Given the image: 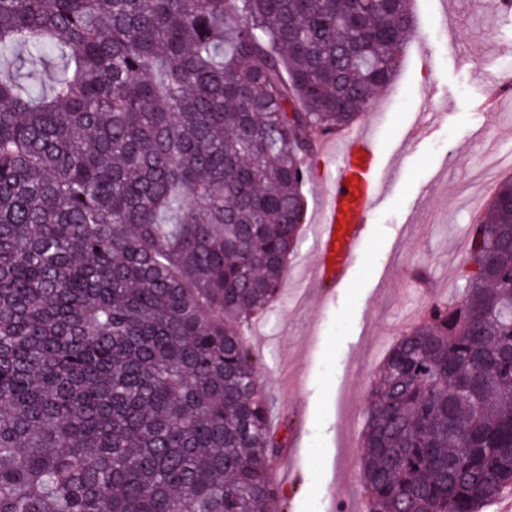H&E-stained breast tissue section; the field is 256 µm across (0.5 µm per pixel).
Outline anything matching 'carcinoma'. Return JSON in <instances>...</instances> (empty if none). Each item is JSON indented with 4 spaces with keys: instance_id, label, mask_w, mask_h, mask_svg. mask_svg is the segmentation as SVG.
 <instances>
[{
    "instance_id": "cac0c4a2",
    "label": "carcinoma",
    "mask_w": 512,
    "mask_h": 512,
    "mask_svg": "<svg viewBox=\"0 0 512 512\" xmlns=\"http://www.w3.org/2000/svg\"><path fill=\"white\" fill-rule=\"evenodd\" d=\"M411 0H0V512H278L243 327ZM25 50L57 66L36 87ZM367 399L368 512L512 491V176Z\"/></svg>"
}]
</instances>
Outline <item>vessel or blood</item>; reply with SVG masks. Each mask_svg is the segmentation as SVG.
Returning a JSON list of instances; mask_svg holds the SVG:
<instances>
[{
	"mask_svg": "<svg viewBox=\"0 0 512 512\" xmlns=\"http://www.w3.org/2000/svg\"><path fill=\"white\" fill-rule=\"evenodd\" d=\"M330 145L333 162L320 172L325 191L314 227L317 261L311 274L319 284L342 286L350 278L389 179L377 168L376 145L364 132L345 131Z\"/></svg>",
	"mask_w": 512,
	"mask_h": 512,
	"instance_id": "obj_1",
	"label": "vessel or blood"
}]
</instances>
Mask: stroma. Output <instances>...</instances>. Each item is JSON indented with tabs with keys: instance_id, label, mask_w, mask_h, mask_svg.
Listing matches in <instances>:
<instances>
[{
	"instance_id": "obj_1",
	"label": "stroma",
	"mask_w": 512,
	"mask_h": 512,
	"mask_svg": "<svg viewBox=\"0 0 512 512\" xmlns=\"http://www.w3.org/2000/svg\"><path fill=\"white\" fill-rule=\"evenodd\" d=\"M411 11L415 36L362 116L381 167L396 146L405 155L348 284L308 287L316 255L303 235L280 298L246 330L275 410L289 421L285 512H364L358 456L368 390L426 303L455 297L468 210L481 189L470 172L512 149V12L493 0H412ZM431 109L445 119L406 139ZM418 267L429 286L413 278Z\"/></svg>"
}]
</instances>
